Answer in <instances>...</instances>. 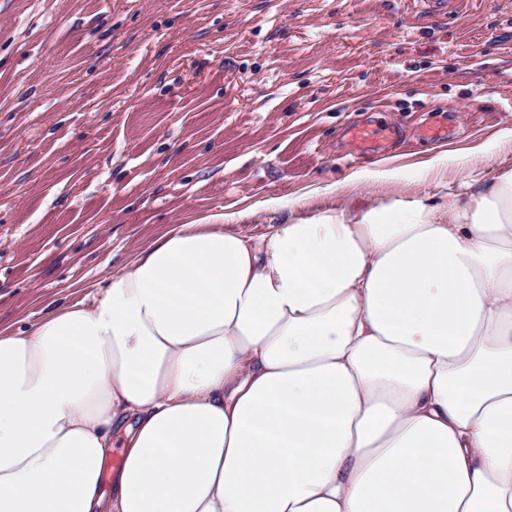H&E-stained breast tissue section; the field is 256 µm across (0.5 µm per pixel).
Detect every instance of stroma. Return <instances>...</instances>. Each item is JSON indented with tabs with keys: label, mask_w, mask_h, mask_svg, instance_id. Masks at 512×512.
Here are the masks:
<instances>
[{
	"label": "stroma",
	"mask_w": 512,
	"mask_h": 512,
	"mask_svg": "<svg viewBox=\"0 0 512 512\" xmlns=\"http://www.w3.org/2000/svg\"><path fill=\"white\" fill-rule=\"evenodd\" d=\"M511 133L512 0H0V326L173 225L334 207L354 171L366 200L445 199L468 163L512 164Z\"/></svg>",
	"instance_id": "obj_1"
}]
</instances>
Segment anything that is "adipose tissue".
I'll use <instances>...</instances> for the list:
<instances>
[{
    "mask_svg": "<svg viewBox=\"0 0 512 512\" xmlns=\"http://www.w3.org/2000/svg\"><path fill=\"white\" fill-rule=\"evenodd\" d=\"M362 181L258 236L177 225L0 329V512H512V166Z\"/></svg>",
    "mask_w": 512,
    "mask_h": 512,
    "instance_id": "1",
    "label": "adipose tissue"
}]
</instances>
